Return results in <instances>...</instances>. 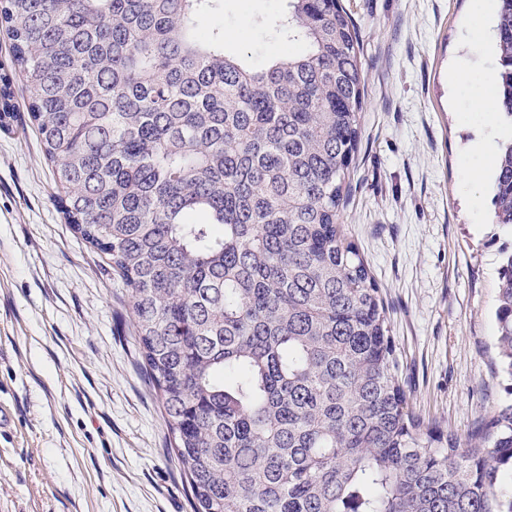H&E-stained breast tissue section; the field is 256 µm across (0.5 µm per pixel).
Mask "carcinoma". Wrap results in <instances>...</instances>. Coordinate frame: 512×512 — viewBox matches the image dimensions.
<instances>
[{"label": "carcinoma", "mask_w": 512, "mask_h": 512, "mask_svg": "<svg viewBox=\"0 0 512 512\" xmlns=\"http://www.w3.org/2000/svg\"><path fill=\"white\" fill-rule=\"evenodd\" d=\"M284 2L276 33L304 50L260 67L224 50V0H0V26L68 223L130 290L193 512H499L512 253L495 309L508 399L446 433L410 411L384 302L339 224L358 29L340 0ZM496 52L512 121V0ZM492 204L512 235V138Z\"/></svg>", "instance_id": "carcinoma-1"}]
</instances>
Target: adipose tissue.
I'll use <instances>...</instances> for the list:
<instances>
[{
	"label": "adipose tissue",
	"instance_id": "adipose-tissue-1",
	"mask_svg": "<svg viewBox=\"0 0 512 512\" xmlns=\"http://www.w3.org/2000/svg\"><path fill=\"white\" fill-rule=\"evenodd\" d=\"M483 82L486 90L477 98L475 106L484 132L471 141L467 154L469 162L462 169L463 181L471 188L493 177L491 160L497 151V144L492 134L501 128V117L497 105V81L493 75L487 74L484 75Z\"/></svg>",
	"mask_w": 512,
	"mask_h": 512
}]
</instances>
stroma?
<instances>
[{"label": "stroma", "mask_w": 512, "mask_h": 512, "mask_svg": "<svg viewBox=\"0 0 512 512\" xmlns=\"http://www.w3.org/2000/svg\"><path fill=\"white\" fill-rule=\"evenodd\" d=\"M365 77L343 230L388 307L411 410L466 435L505 397L495 348L499 270L512 237L474 216L463 155L496 52L473 50L475 0H342ZM283 0H224L226 51L286 52ZM470 68L448 87L452 63ZM0 123V512H192L143 366L128 288L75 236L13 78Z\"/></svg>", "instance_id": "obj_1"}]
</instances>
